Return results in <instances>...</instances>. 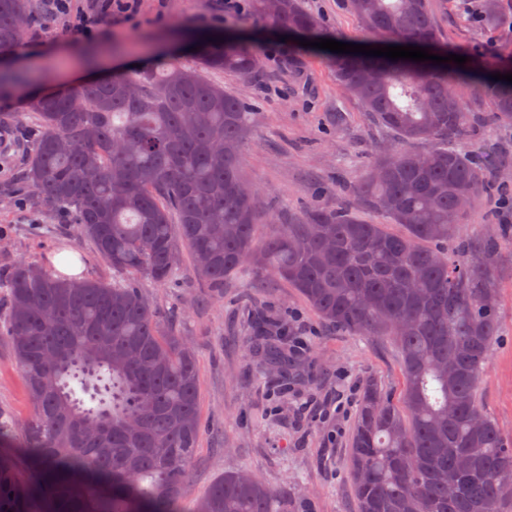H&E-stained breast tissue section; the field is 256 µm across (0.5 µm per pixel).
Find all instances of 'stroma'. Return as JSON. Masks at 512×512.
Wrapping results in <instances>:
<instances>
[{"mask_svg":"<svg viewBox=\"0 0 512 512\" xmlns=\"http://www.w3.org/2000/svg\"><path fill=\"white\" fill-rule=\"evenodd\" d=\"M318 25L314 38L377 44L349 0H300ZM441 44L473 61L497 59L512 43V0H500L495 23H487L478 0H429ZM258 45L255 72L209 73V80L254 114L240 144V175L261 190L260 199L280 219L314 207H349L352 187L393 135L374 121L360 101L336 82L330 51L283 41L246 0L234 25ZM218 0H142L128 23H106L94 40L73 37L62 21L42 15L31 0L29 21L14 55L19 66L40 70L37 90L70 86L114 71L165 68L178 59L196 69L194 56L179 49L188 35H223L228 27ZM462 100L477 122L462 149L498 152L493 189L472 209L459 239L449 249L469 247L482 257L496 244L490 265L497 290L499 335L478 384V401L512 441V214L498 208L499 190L512 189V124H490L483 116L490 99L483 85L466 87ZM40 134L34 115L0 123V272L25 259L53 270L61 251L76 253L81 276L111 283L112 268L75 230L70 216L42 214L21 180L24 160ZM138 285L165 328L183 336L199 372L201 433L180 500L193 512L210 485L247 470L274 489L288 492L290 512H358L350 470V443L365 386L376 383L398 396L401 371L390 338L355 336L323 321L307 301L275 275L245 266L215 285L199 277L189 247L181 249V271L160 285L142 277ZM284 316L287 344L304 349L301 382L283 385L275 369L249 343L246 322L254 305ZM30 415L23 373L10 341L0 335V418L22 437Z\"/></svg>","mask_w":512,"mask_h":512,"instance_id":"stroma-1","label":"stroma"}]
</instances>
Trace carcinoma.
Instances as JSON below:
<instances>
[{
	"mask_svg": "<svg viewBox=\"0 0 512 512\" xmlns=\"http://www.w3.org/2000/svg\"><path fill=\"white\" fill-rule=\"evenodd\" d=\"M365 29L394 46L440 56L427 0H351ZM257 9L276 30L306 35L313 17L296 0ZM28 0H0V53L17 46ZM201 69L247 77L256 51L234 33L194 39ZM339 86L359 99L400 145L379 154L356 188L357 205L405 229L360 220L348 208H313L261 243L267 213L239 175V145L253 113L224 87L172 63L161 73L30 97L42 133L23 179L41 204L69 211L119 279L109 285L47 273L23 261L8 274L6 322L32 415L25 448L33 479L0 463V512H178L200 432L198 365L158 320L138 287L180 270L188 244L197 274L213 283L246 263L295 288L326 322L360 336H390L403 389L393 401L365 389L351 442L359 512H507L512 444L477 402L497 338L493 246L482 259L438 247L465 226L489 189L490 159L464 152L474 116L460 85L486 83L492 119L512 122V83L466 61H392L360 53L332 59ZM139 87L136 97L127 86ZM27 87L19 67H0V96ZM412 143H428L417 153ZM288 324L259 312L257 348L288 379ZM485 419L482 429L471 425ZM456 487L448 495V487ZM195 512H288V491L244 471L224 474Z\"/></svg>",
	"mask_w": 512,
	"mask_h": 512,
	"instance_id": "carcinoma-1",
	"label": "carcinoma"
}]
</instances>
